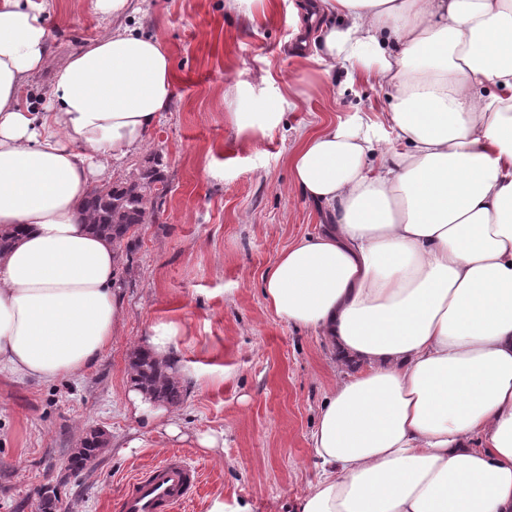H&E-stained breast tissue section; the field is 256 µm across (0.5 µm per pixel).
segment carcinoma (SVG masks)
<instances>
[{
  "instance_id": "carcinoma-1",
  "label": "carcinoma",
  "mask_w": 512,
  "mask_h": 512,
  "mask_svg": "<svg viewBox=\"0 0 512 512\" xmlns=\"http://www.w3.org/2000/svg\"><path fill=\"white\" fill-rule=\"evenodd\" d=\"M160 161L150 166H139L135 173L112 180L108 185L96 186L88 194L82 215L92 228L115 244L118 254V269L128 261L124 245L133 241V230L160 219L162 206L170 192V184L159 169ZM130 381L160 401L175 406L184 396L185 389L168 373L169 365L147 353L134 352L130 363ZM101 450L99 439L86 436L78 449L80 464L95 457Z\"/></svg>"
}]
</instances>
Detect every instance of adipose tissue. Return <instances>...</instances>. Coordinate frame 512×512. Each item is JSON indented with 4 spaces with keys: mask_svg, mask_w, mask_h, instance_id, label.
<instances>
[{
    "mask_svg": "<svg viewBox=\"0 0 512 512\" xmlns=\"http://www.w3.org/2000/svg\"><path fill=\"white\" fill-rule=\"evenodd\" d=\"M48 0H0V374L81 377L124 317L110 239L82 222L112 163L143 148L174 93L171 56L130 24L137 0H91L108 33L50 54ZM338 17L316 58L388 96L303 133L295 187L327 229L263 280L277 316L322 336L339 371L297 512H512V0H306ZM51 72L41 110L20 104ZM239 132L276 127L302 94H267ZM175 325L137 350L171 364ZM125 410L169 438L175 412L138 386Z\"/></svg>",
    "mask_w": 512,
    "mask_h": 512,
    "instance_id": "1",
    "label": "adipose tissue"
}]
</instances>
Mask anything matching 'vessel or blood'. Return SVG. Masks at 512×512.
Masks as SVG:
<instances>
[{"label": "vessel or blood", "mask_w": 512, "mask_h": 512, "mask_svg": "<svg viewBox=\"0 0 512 512\" xmlns=\"http://www.w3.org/2000/svg\"><path fill=\"white\" fill-rule=\"evenodd\" d=\"M198 483L196 469L173 455L135 476L119 503L120 512H176Z\"/></svg>", "instance_id": "vessel-or-blood-1"}]
</instances>
